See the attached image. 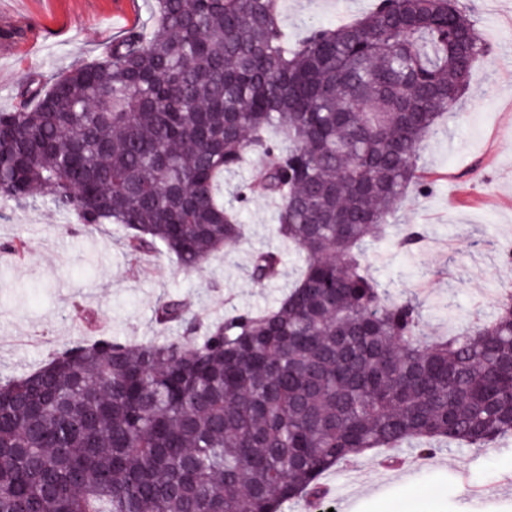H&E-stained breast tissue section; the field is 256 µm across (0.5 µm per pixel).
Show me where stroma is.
<instances>
[{
    "label": "stroma",
    "instance_id": "stroma-1",
    "mask_svg": "<svg viewBox=\"0 0 512 512\" xmlns=\"http://www.w3.org/2000/svg\"><path fill=\"white\" fill-rule=\"evenodd\" d=\"M373 0H280L289 40L313 25L362 17ZM491 52L474 66L461 112L444 120L447 136L420 151L423 184L409 190L393 219L390 238L370 254L374 274L393 295L416 294L424 330L432 336L466 327L474 313H492L512 244V0H470ZM152 0H0V111L14 109L27 77L89 63L106 41L146 29ZM275 205L253 199L241 210L244 237L197 271L156 255L132 263L123 232L106 224L85 232L74 215L37 204L0 213V243L21 238L23 254L0 252V379L30 372L53 353L92 334L140 342L157 336L159 301L189 298L203 318L266 307L287 291L301 270L284 253L281 274L264 286L247 275L254 251L279 247ZM421 227L419 252L400 251L393 237ZM85 309L95 328L73 316ZM358 470L339 467L322 481L330 492L316 507L286 505L283 512H512V443L495 448L442 449L412 457L404 467H382L365 453Z\"/></svg>",
    "mask_w": 512,
    "mask_h": 512
}]
</instances>
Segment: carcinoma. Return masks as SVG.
Here are the masks:
<instances>
[{
	"instance_id": "carcinoma-1",
	"label": "carcinoma",
	"mask_w": 512,
	"mask_h": 512,
	"mask_svg": "<svg viewBox=\"0 0 512 512\" xmlns=\"http://www.w3.org/2000/svg\"><path fill=\"white\" fill-rule=\"evenodd\" d=\"M153 9L148 34L20 84L0 112V202L116 224L134 260L197 270L262 196L303 271L270 307L205 322L163 300L155 323L178 336H98L0 380V512H283L369 450L511 438L512 298L429 336L421 303L368 262L489 52L458 0H378L291 46L279 0ZM250 157L224 203V174ZM281 265L258 250L248 276Z\"/></svg>"
}]
</instances>
